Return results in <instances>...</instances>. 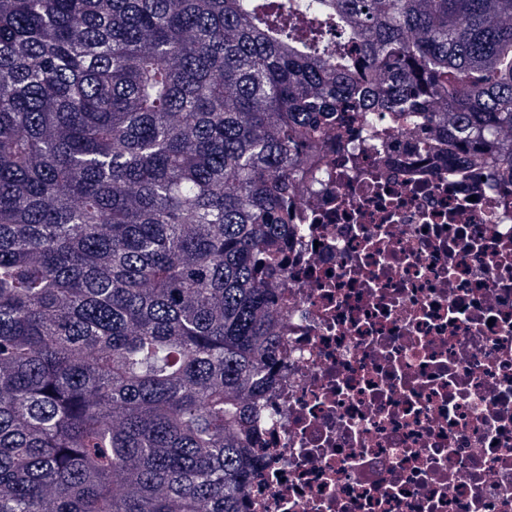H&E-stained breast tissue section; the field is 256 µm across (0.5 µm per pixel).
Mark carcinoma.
<instances>
[{
  "label": "carcinoma",
  "instance_id": "1",
  "mask_svg": "<svg viewBox=\"0 0 512 512\" xmlns=\"http://www.w3.org/2000/svg\"><path fill=\"white\" fill-rule=\"evenodd\" d=\"M385 113L512 175V0H0V512H244L287 200Z\"/></svg>",
  "mask_w": 512,
  "mask_h": 512
}]
</instances>
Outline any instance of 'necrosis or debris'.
I'll use <instances>...</instances> for the list:
<instances>
[{
    "instance_id": "necrosis-or-debris-1",
    "label": "necrosis or debris",
    "mask_w": 512,
    "mask_h": 512,
    "mask_svg": "<svg viewBox=\"0 0 512 512\" xmlns=\"http://www.w3.org/2000/svg\"><path fill=\"white\" fill-rule=\"evenodd\" d=\"M274 283L247 512H512V178L328 153Z\"/></svg>"
}]
</instances>
